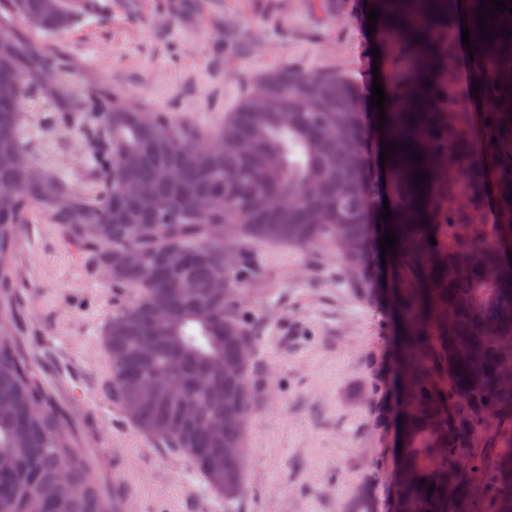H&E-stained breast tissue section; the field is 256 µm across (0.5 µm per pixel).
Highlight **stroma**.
I'll list each match as a JSON object with an SVG mask.
<instances>
[{"label":"stroma","instance_id":"1","mask_svg":"<svg viewBox=\"0 0 512 512\" xmlns=\"http://www.w3.org/2000/svg\"><path fill=\"white\" fill-rule=\"evenodd\" d=\"M58 33L79 65L111 89L204 127L218 126L263 74L336 70L359 87L387 81L397 50L373 57L364 0H71ZM246 307L257 327L259 402L248 426L247 492L236 512H343L352 481L370 478L379 512L391 504L397 448L378 424L393 402V329L381 303L336 281V260L267 248ZM30 343L50 352L59 404L86 426L99 472L123 471L147 512H225L223 498L182 459L156 447L100 392V328L112 310L104 277L50 225H32L24 253Z\"/></svg>","mask_w":512,"mask_h":512}]
</instances>
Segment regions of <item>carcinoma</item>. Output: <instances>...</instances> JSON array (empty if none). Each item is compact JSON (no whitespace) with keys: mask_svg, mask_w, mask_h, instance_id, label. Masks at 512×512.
Here are the masks:
<instances>
[{"mask_svg":"<svg viewBox=\"0 0 512 512\" xmlns=\"http://www.w3.org/2000/svg\"><path fill=\"white\" fill-rule=\"evenodd\" d=\"M367 6L404 58L379 134L405 149L389 156L384 190L346 74L271 71L208 130L77 78L59 42L35 39L68 26L67 0H0V512H124L24 339L37 221L109 270L112 404L226 504L246 493L259 351L243 293L262 275L256 254L331 251L338 283L368 302L373 235L392 229L395 497L415 512H512V13L493 20L491 41L481 0L467 15L487 101L476 153L472 114L452 107V0ZM386 200L397 222L377 232ZM488 203L495 222L475 223ZM345 512H378L368 483L352 485Z\"/></svg>","mask_w":512,"mask_h":512,"instance_id":"cac0c4a2","label":"carcinoma"}]
</instances>
